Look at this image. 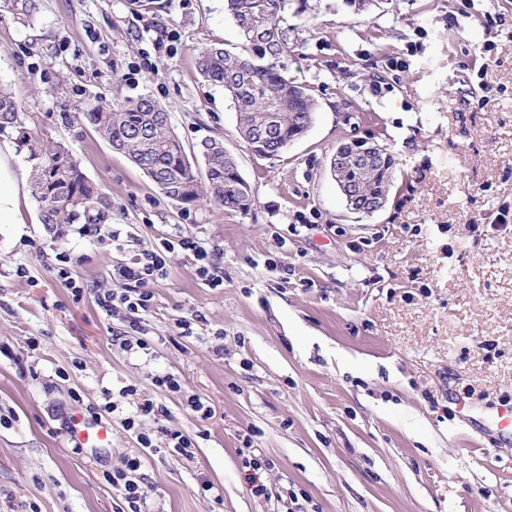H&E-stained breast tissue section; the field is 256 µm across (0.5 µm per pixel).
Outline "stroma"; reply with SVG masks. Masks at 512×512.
Listing matches in <instances>:
<instances>
[{
  "instance_id": "obj_1",
  "label": "stroma",
  "mask_w": 512,
  "mask_h": 512,
  "mask_svg": "<svg viewBox=\"0 0 512 512\" xmlns=\"http://www.w3.org/2000/svg\"><path fill=\"white\" fill-rule=\"evenodd\" d=\"M286 22L287 74L311 89L313 121L264 158L197 71L205 47L239 42L224 0H168L155 16L130 0H39L28 23L0 7V85L22 109L20 131L0 136V191L15 200L0 216V512H118L106 477L137 455L146 512H512V223L497 221L512 211V0H380L359 14L306 0ZM142 97L197 171L198 144L223 140L249 210L176 204L83 117ZM22 135L69 150L112 203L101 230L40 223ZM353 139L397 163L369 216L329 172ZM179 231L216 253L224 285L172 254L142 315L151 352L127 353L97 292ZM61 250L82 297L52 267ZM188 316L192 335H177ZM131 385L195 441L192 459L142 455L121 426ZM100 412L111 443L74 451L71 414Z\"/></svg>"
}]
</instances>
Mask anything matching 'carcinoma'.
<instances>
[{
  "instance_id": "obj_1",
  "label": "carcinoma",
  "mask_w": 512,
  "mask_h": 512,
  "mask_svg": "<svg viewBox=\"0 0 512 512\" xmlns=\"http://www.w3.org/2000/svg\"><path fill=\"white\" fill-rule=\"evenodd\" d=\"M293 0H224V11L235 25L240 43L230 50L219 45L203 49L198 69L202 78L224 88L237 112V127L252 153L271 157L291 145L310 126L314 107L311 90L288 78L284 60L295 45L285 24ZM3 7L22 20L37 13V0H4ZM86 121L117 151L145 171L162 193L181 204L206 197L226 210L246 211L253 196L238 167L226 159L224 142L209 138L201 144L205 178L189 161L182 142L172 133L162 105L142 97L119 107L97 106ZM20 106L0 88V133L20 128ZM32 195L40 223L76 224L109 209L111 202L90 182L68 151L30 150ZM347 180H363L364 190L378 192L382 181L394 180L389 168L371 178L356 169L341 170Z\"/></svg>"
}]
</instances>
